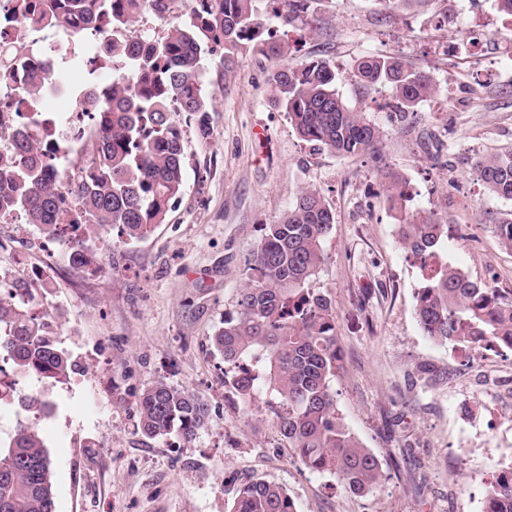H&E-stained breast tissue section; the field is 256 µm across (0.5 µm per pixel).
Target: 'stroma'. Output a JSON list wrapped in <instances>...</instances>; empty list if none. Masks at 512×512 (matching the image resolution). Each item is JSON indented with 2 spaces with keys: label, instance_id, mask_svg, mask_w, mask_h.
I'll return each instance as SVG.
<instances>
[{
  "label": "stroma",
  "instance_id": "stroma-1",
  "mask_svg": "<svg viewBox=\"0 0 512 512\" xmlns=\"http://www.w3.org/2000/svg\"><path fill=\"white\" fill-rule=\"evenodd\" d=\"M256 7L289 44L287 63L321 58L342 73L339 92L376 128L375 149L340 157L313 148L272 100L275 61L250 50L229 64L223 51L208 56L209 133L182 114L185 185L166 222L133 243L109 227L84 237V267L58 246L53 274L32 289L36 311L82 364L68 383L42 386L56 510L229 512L239 485L261 478L282 486L296 512H484L490 482L512 466V350L426 336L416 317L422 271L398 222L437 213L448 226L441 261L512 293V249L493 226L512 201L490 194L474 167L512 148V23L497 0L403 11L314 0L288 27L268 0ZM373 54L404 56L433 74L440 94L399 118L388 89L349 75ZM386 167L409 186L404 211L387 204ZM305 188L335 215L310 286L335 315L336 410L381 463L380 483L364 495L308 469L270 417L235 393L212 344L236 314L266 225ZM44 239L36 225L0 222V270L26 274ZM158 381L206 403L192 441L138 430V399Z\"/></svg>",
  "mask_w": 512,
  "mask_h": 512
}]
</instances>
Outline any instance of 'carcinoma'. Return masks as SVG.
Masks as SVG:
<instances>
[{
	"mask_svg": "<svg viewBox=\"0 0 512 512\" xmlns=\"http://www.w3.org/2000/svg\"><path fill=\"white\" fill-rule=\"evenodd\" d=\"M165 10L166 0H37L34 15L78 39L82 23L103 22L112 29L106 51L120 75L112 92L91 98L83 89L72 94L81 112L96 115L100 139L85 179L70 185L72 203L61 199L53 155L63 145L47 147L22 136L0 151V211L20 212L26 223L54 234L65 224L94 233L121 229L137 242L166 222L170 205L185 184V147L179 112L199 115L198 132H208L204 90L205 57L224 49V61L251 49L282 57L285 46L263 26L255 0H196L183 23L160 39L132 46L119 38L143 15L147 3ZM283 24L308 13L309 0H272ZM352 78L364 86L383 85L403 114L412 113L438 93L433 76L401 56L369 55L355 61ZM340 73L323 59L278 67L270 78L278 105L300 138L338 156L373 148L376 129L363 113L350 109L336 85ZM50 76L41 69L26 75V93L38 101ZM487 190L512 200V150L475 161ZM387 202L400 209L407 201L406 181L387 171ZM334 224L333 211L315 190L303 189L273 224L253 253L239 290L238 316L224 320L214 346L224 362L249 369L236 372L232 388L242 397L262 391L277 395L275 425L302 463L329 472L354 494L371 491L381 477L379 459L347 430L335 406L333 381L339 361L336 322L329 299L308 285L323 261L322 245ZM495 232L512 248V217L495 221ZM448 225L433 214L399 224L402 245L420 260L434 256ZM416 315L423 331L439 345L505 346L512 349V297L472 281L460 270L433 264L422 269ZM30 285L20 281L8 297L0 296V361L18 378L66 383L78 361L46 335L44 321L32 312ZM16 381L0 391V404L19 401L29 420L19 423L0 450V512H56L51 460L37 420L51 404L37 392L14 397ZM207 405L195 394L158 381L138 402L140 432L149 438L172 434L191 441L204 424ZM230 512H295L279 485L260 478L242 482ZM484 512H512V467L490 484Z\"/></svg>",
	"mask_w": 512,
	"mask_h": 512,
	"instance_id": "obj_1",
	"label": "carcinoma"
}]
</instances>
